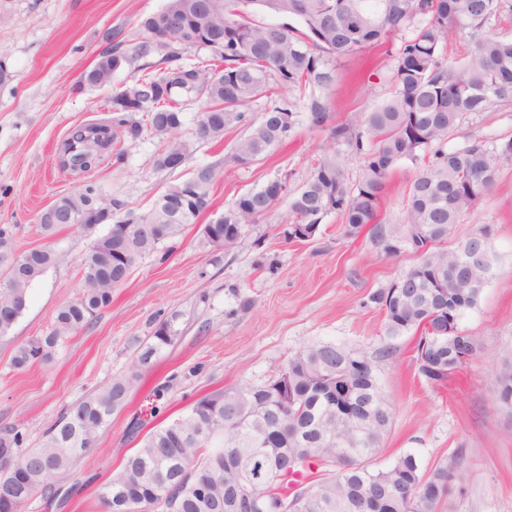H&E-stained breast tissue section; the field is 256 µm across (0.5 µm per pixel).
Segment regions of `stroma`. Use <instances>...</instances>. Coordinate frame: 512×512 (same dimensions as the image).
<instances>
[{
  "instance_id": "stroma-1",
  "label": "stroma",
  "mask_w": 512,
  "mask_h": 512,
  "mask_svg": "<svg viewBox=\"0 0 512 512\" xmlns=\"http://www.w3.org/2000/svg\"><path fill=\"white\" fill-rule=\"evenodd\" d=\"M165 0H0V226L13 228L15 253L53 243L62 259L29 290V302L10 334L0 339V428L23 436V449L41 445L62 413L92 389L139 373L126 403L100 431L94 448L74 462L72 475L54 492L36 493L23 512H106L100 487L119 470L144 436L181 416L197 398L277 374L296 351L333 342L377 355L380 387L392 405V426L376 457L380 467L410 452L422 465L459 462L465 482L450 512H512V408L497 400V374L512 360V167H503L492 188L453 225L449 242L477 229L488 231L493 275L478 305L460 326L481 348L448 381L429 386L417 372L415 338L386 335L385 316L372 303L413 263L410 254L385 257L369 230L346 233L339 214L325 216L306 241L285 239L281 224L288 201L246 225L229 250L204 246L205 224L231 208L244 192L285 182L295 192L316 162L337 151L349 183H357L364 158L334 144L325 128L298 108L289 140L248 166L225 163L211 192V208L181 233L144 257L128 279L113 288L112 302L53 358L23 370L9 362L15 347L46 333L55 310L81 293L79 258L108 225L91 230L62 226L45 238L37 215L77 189L79 176L61 166L62 144L78 126L111 120L113 89L138 76L126 66L110 86L81 84L113 33L136 41L141 21ZM395 61L390 49L366 45L338 62L340 79L330 89L332 124L355 120L378 106L390 90ZM199 105L188 106L178 137L194 151L174 171L156 169L161 144L150 129L125 139L122 158L105 153L91 178L129 208L147 210L172 180L199 166L223 161L239 129L223 140L199 138ZM492 142L512 137V100L467 116L448 137L449 148L470 137ZM417 171L405 161L390 173L379 217L403 223L408 189ZM170 321L176 332L148 365L138 356L155 329Z\"/></svg>"
}]
</instances>
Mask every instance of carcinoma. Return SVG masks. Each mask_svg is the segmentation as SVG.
Wrapping results in <instances>:
<instances>
[{
  "mask_svg": "<svg viewBox=\"0 0 512 512\" xmlns=\"http://www.w3.org/2000/svg\"><path fill=\"white\" fill-rule=\"evenodd\" d=\"M281 0H165L163 12L182 21L156 39L154 17L141 23L146 36L132 46L112 44V60L122 65L140 62L137 79L112 93V146L137 138L152 113L183 118L191 104L187 92L172 88L179 73L202 80L199 91L209 108L208 138L245 120V108L276 93L279 101L264 112L232 144L229 162L254 164L288 139L295 126L297 102L305 100L311 123L331 118L328 90L336 83L337 61L364 45H390L395 66L392 90L375 110L350 123L329 127L337 144L366 155L361 179L351 186L336 161V153L317 161L289 203L288 223L319 224L338 213L356 234L372 225V236L407 240L416 263L400 274L418 282L416 293L400 307L383 303L384 292L372 302L384 308L387 335L396 338L411 330L417 342L427 336L448 358L432 374L419 368L432 385H440L460 369L459 359L474 357L477 336L459 326L474 308L493 275L494 255L486 233L478 230L447 247L452 225L494 185L501 167L512 162V138L498 145L473 138L458 149L445 144L471 114L493 103L512 99V38L483 34L459 66L443 57L447 44L464 30L479 32L493 17L512 15V0H288V20L271 22L262 13L278 14ZM206 50L208 59L182 61L187 49ZM165 50L160 55L158 51ZM220 73L221 80L210 81ZM92 87L112 82V72L94 66L84 76ZM96 126L75 129L67 139L64 166L78 174L92 172L102 154L92 149ZM155 166L166 170L171 157L188 158L192 144L166 133ZM408 160L418 167L406 201L405 222L383 224L378 219L381 196L391 171ZM203 176L200 207L180 200L185 180L170 182L152 210L179 211L175 224H160L153 232L128 230L133 210L112 195V229L96 238L79 261L82 291L59 307L49 330L18 345L10 367L22 369L48 361L68 339L88 327L112 301V288L165 240L191 224L210 201L220 173L215 165L196 168ZM285 184L273 181L242 194L224 212V248L235 247L247 224L270 213ZM12 228L0 227V306L16 316L26 309L29 288L59 259L43 247L12 254ZM175 339L172 324L156 328L139 364H148L159 349ZM373 361L351 347L323 342L294 353L284 367L293 397H281L277 378L243 383L196 400L187 413L147 434L122 469L103 485L100 496L109 512H167L166 490L177 494L179 512H232L235 495L251 480V463L262 460V508L277 512V498L305 485L311 494L297 512H355L349 505L369 493L381 500L378 512H448V496L411 501L399 498L404 483L448 481V463L424 467L412 453L391 465L372 466L392 417L375 414L386 400L377 371L364 368ZM139 374L115 378L71 407L46 433L38 448L19 452L21 434L0 431V509L22 512L37 491L51 492L69 476L73 462L92 446L98 431L124 405ZM498 401L512 406V362L497 375ZM358 455L363 470H345L336 457ZM321 466L318 478L307 480L309 463Z\"/></svg>",
  "mask_w": 512,
  "mask_h": 512,
  "instance_id": "1",
  "label": "carcinoma"
}]
</instances>
